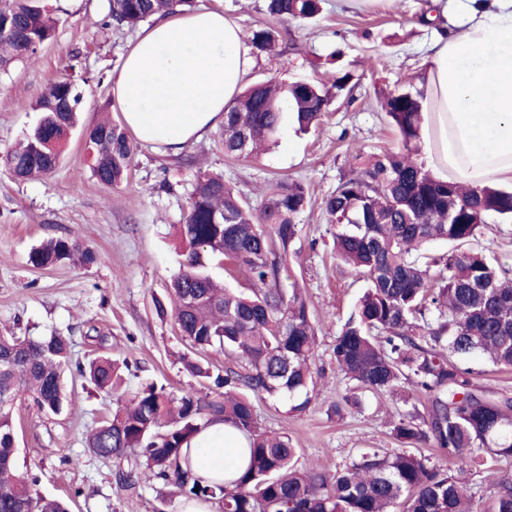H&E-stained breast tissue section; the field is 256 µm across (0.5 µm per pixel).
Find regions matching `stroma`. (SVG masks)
Wrapping results in <instances>:
<instances>
[{
  "label": "stroma",
  "instance_id": "1",
  "mask_svg": "<svg viewBox=\"0 0 512 512\" xmlns=\"http://www.w3.org/2000/svg\"><path fill=\"white\" fill-rule=\"evenodd\" d=\"M57 20L54 38L35 55L0 71V155L23 140L38 119L21 110L59 76H69L83 93L81 120H123L110 81L138 32L113 30L108 0H45ZM428 0H389L364 6L358 0H324L312 22H293L294 44L279 55L258 54L246 81L270 77L285 83L327 85L337 69L354 72L357 84L332 104L316 127L302 132L285 123L276 145L259 159L224 155L219 130L172 153L140 145L126 182L101 185L92 173L94 156L80 134L62 146V161L43 179L20 181L0 163V332L40 338L58 332L72 341L74 362L107 354L127 361L125 380L114 393L100 392L78 374L65 373L70 405L48 417L30 402L17 403V472L33 474L47 496H74V512H179L183 497L161 480L143 477L135 490L115 480L116 463L95 456L88 432L128 402L142 384L153 382L175 394L205 393L207 380L188 372L183 360L197 357L212 369L232 360L219 351L194 353L169 310L168 289L179 271L175 226L181 223L199 173L223 175L251 205H259L270 181L295 179L310 188L314 204L301 216V233L288 266L320 322L314 400L306 414L263 394L251 401L260 426L291 436L300 463L336 469L367 448L391 450L392 415L411 411L406 392L358 394L361 406H343L354 393L331 361L332 341L353 312L366 286L348 276L332 253V226L318 206L350 173L356 153L395 144V132L379 104L381 93L417 81L428 48L444 31L459 28L462 16L449 8L443 25L424 23ZM194 9L223 11L243 32L278 21L263 0H194ZM75 236L96 259L35 268L31 249L52 238ZM165 312H157V303Z\"/></svg>",
  "mask_w": 512,
  "mask_h": 512
}]
</instances>
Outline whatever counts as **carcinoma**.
I'll return each mask as SVG.
<instances>
[{
    "mask_svg": "<svg viewBox=\"0 0 512 512\" xmlns=\"http://www.w3.org/2000/svg\"><path fill=\"white\" fill-rule=\"evenodd\" d=\"M321 2L264 0V7L275 19L304 22L320 14ZM192 3L108 0V16L121 31ZM56 24L44 0H0V71L34 55ZM283 42V32L272 27L249 35L260 53L278 54ZM353 86L349 70L338 73L330 90L274 78L251 85L224 113V154H257L288 116L310 129ZM81 99L76 84L63 78L35 103L20 105L40 118L24 142L0 158L15 177L54 172L62 127L77 124ZM382 109L398 146L357 154L351 174L321 205L336 225L332 240L344 270L367 281L356 310L336 331V368L368 392L394 394L410 385L424 396L422 409L393 421L398 447L367 448L335 471L315 462L300 466L287 434L258 425L246 390L288 401L295 416L314 398L317 328L302 288L281 283L309 193L300 181L279 180L254 208L223 177L201 174L183 222L175 225L182 244L180 272L170 284L175 322L192 348L217 347L241 365L214 374L189 361L188 371L213 383L210 392L177 397L149 384L99 422L87 445L96 456L118 461V485L134 488L150 472L187 497L211 500L218 512H512V472L497 473L487 505L475 499L467 478L512 458V397L478 390L473 371L460 363L481 354L512 367V271L470 247L489 219L512 221V190L441 181L417 161L419 92L390 91ZM88 139L93 175L104 186L120 185L137 145L110 120L91 128ZM433 241L455 250L420 263V249ZM75 257L95 261L77 238L63 237L33 248L29 261L46 268ZM213 257L241 273L245 289L214 281L205 272ZM70 366L66 336L0 335V512H71L67 500L36 489L38 477L16 474L12 415L21 398L46 416L60 415L69 406L63 377ZM76 370L100 391L112 390L119 378V366L104 356ZM205 421L230 424L249 440L248 467L231 487L193 480L181 465L184 444ZM429 444L445 454L446 464L422 454Z\"/></svg>",
    "mask_w": 512,
    "mask_h": 512,
    "instance_id": "cac0c4a2",
    "label": "carcinoma"
}]
</instances>
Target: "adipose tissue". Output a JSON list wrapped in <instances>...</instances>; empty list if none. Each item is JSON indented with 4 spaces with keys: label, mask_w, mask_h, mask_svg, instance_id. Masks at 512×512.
<instances>
[{
    "label": "adipose tissue",
    "mask_w": 512,
    "mask_h": 512,
    "mask_svg": "<svg viewBox=\"0 0 512 512\" xmlns=\"http://www.w3.org/2000/svg\"><path fill=\"white\" fill-rule=\"evenodd\" d=\"M461 31L436 40L418 81L428 167L444 181H512V0H457ZM253 61L241 28L222 11L155 17L112 73L124 121L147 145L176 151L224 122ZM185 463L205 483H229L248 440L224 422L188 442Z\"/></svg>",
    "instance_id": "1"
}]
</instances>
